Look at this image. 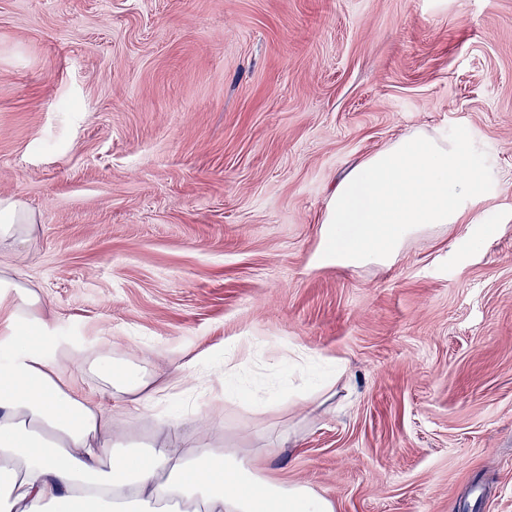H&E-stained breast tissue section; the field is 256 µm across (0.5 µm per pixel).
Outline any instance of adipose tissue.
<instances>
[{"label":"adipose tissue","instance_id":"1","mask_svg":"<svg viewBox=\"0 0 512 512\" xmlns=\"http://www.w3.org/2000/svg\"><path fill=\"white\" fill-rule=\"evenodd\" d=\"M488 178L465 144L407 132L354 164L329 196L322 220L325 258L345 267L388 265L404 243L431 227L458 223ZM35 214L0 197V245L31 236ZM0 512H336L313 487L270 477L255 459L187 444L176 416L158 417L150 442L119 431L126 409L160 405L172 383L152 386L137 366L83 349L101 390L76 389L57 362L59 348L40 295L0 271ZM302 388L272 394L273 405L322 407L342 370L335 359ZM111 408H104L102 395Z\"/></svg>","mask_w":512,"mask_h":512}]
</instances>
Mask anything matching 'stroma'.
I'll list each match as a JSON object with an SVG mask.
<instances>
[{"label":"stroma","instance_id":"1","mask_svg":"<svg viewBox=\"0 0 512 512\" xmlns=\"http://www.w3.org/2000/svg\"><path fill=\"white\" fill-rule=\"evenodd\" d=\"M417 129L483 198L391 265L318 262L337 180ZM0 195L61 347L160 381L211 355L167 402L191 439L336 512H512V0H0ZM292 347L345 365L313 417L253 400ZM0 245L30 237L37 223L35 214L21 200L0 197ZM246 359L239 356L237 345L224 346V396H231L235 392L244 395L242 390L234 383L237 376L245 369Z\"/></svg>","mask_w":512,"mask_h":512}]
</instances>
